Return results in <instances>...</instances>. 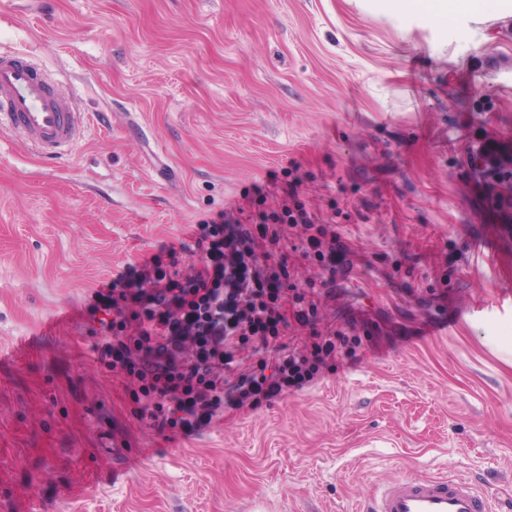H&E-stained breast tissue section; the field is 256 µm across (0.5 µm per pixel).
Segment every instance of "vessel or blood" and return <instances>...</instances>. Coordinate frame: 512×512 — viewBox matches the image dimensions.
<instances>
[{
  "label": "vessel or blood",
  "instance_id": "1",
  "mask_svg": "<svg viewBox=\"0 0 512 512\" xmlns=\"http://www.w3.org/2000/svg\"><path fill=\"white\" fill-rule=\"evenodd\" d=\"M84 115L32 64L0 54V132L24 137L42 155H60L78 139ZM367 512H491L471 480L415 474L382 484Z\"/></svg>",
  "mask_w": 512,
  "mask_h": 512
}]
</instances>
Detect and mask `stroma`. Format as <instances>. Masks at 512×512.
Segmentation results:
<instances>
[{
  "instance_id": "stroma-1",
  "label": "stroma",
  "mask_w": 512,
  "mask_h": 512,
  "mask_svg": "<svg viewBox=\"0 0 512 512\" xmlns=\"http://www.w3.org/2000/svg\"><path fill=\"white\" fill-rule=\"evenodd\" d=\"M479 29L388 0H0V52L84 114L55 157L0 133V350L32 341L0 363V512H363L411 466L512 512V16ZM292 159L315 209L350 181L373 202L336 226L358 260L324 310L372 343L166 440L94 362L100 323L43 326Z\"/></svg>"
}]
</instances>
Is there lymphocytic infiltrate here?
<instances>
[{"instance_id":"obj_1","label":"lymphocytic infiltrate","mask_w":512,"mask_h":512,"mask_svg":"<svg viewBox=\"0 0 512 512\" xmlns=\"http://www.w3.org/2000/svg\"><path fill=\"white\" fill-rule=\"evenodd\" d=\"M281 173L290 188L283 209H266L264 187L245 189L241 202L193 225L188 241L157 245L89 295V317L108 316L95 361L124 379L133 414L165 438L199 436L226 411L271 405L363 345L317 328L319 297L352 270L349 250L300 200V166ZM292 321L312 346L286 343ZM244 352L256 357L246 370Z\"/></svg>"}]
</instances>
